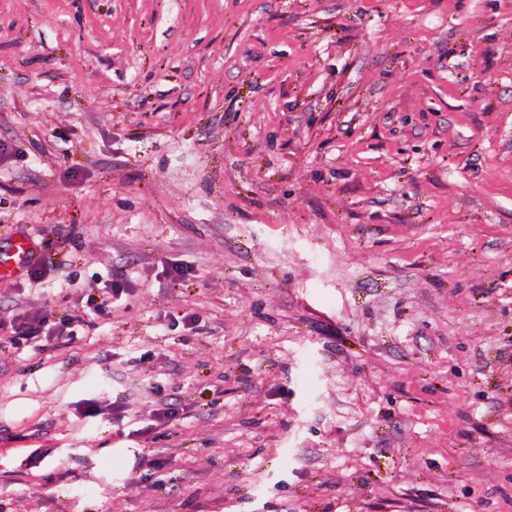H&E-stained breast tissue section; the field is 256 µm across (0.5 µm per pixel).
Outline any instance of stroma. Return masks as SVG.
Masks as SVG:
<instances>
[{
    "label": "stroma",
    "mask_w": 512,
    "mask_h": 512,
    "mask_svg": "<svg viewBox=\"0 0 512 512\" xmlns=\"http://www.w3.org/2000/svg\"><path fill=\"white\" fill-rule=\"evenodd\" d=\"M20 234L0 512H512V0H0ZM43 256L31 239L25 235L15 237L6 250H0V280L12 277L16 271L29 269L37 265ZM51 261L45 257L41 264L31 271L34 277H40Z\"/></svg>",
    "instance_id": "obj_1"
}]
</instances>
